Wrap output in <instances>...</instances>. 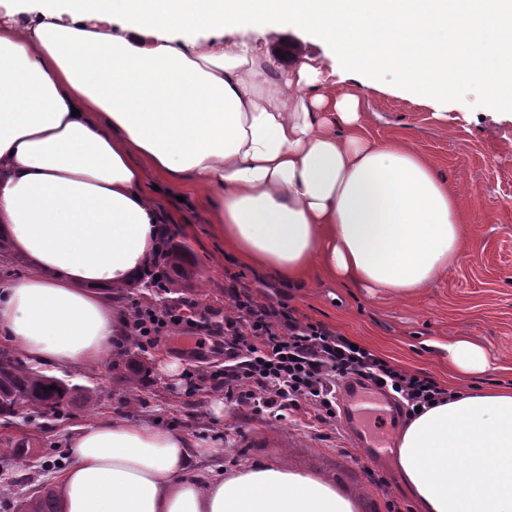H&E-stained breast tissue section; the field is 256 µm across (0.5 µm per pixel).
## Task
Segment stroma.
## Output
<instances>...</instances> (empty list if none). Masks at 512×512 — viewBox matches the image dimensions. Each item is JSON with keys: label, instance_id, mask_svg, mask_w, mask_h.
Here are the masks:
<instances>
[{"label": "stroma", "instance_id": "obj_1", "mask_svg": "<svg viewBox=\"0 0 512 512\" xmlns=\"http://www.w3.org/2000/svg\"><path fill=\"white\" fill-rule=\"evenodd\" d=\"M382 86L369 102L371 136L399 139L426 155L449 189L461 197L467 216L458 265L429 288L403 298L369 296L354 284L315 282L288 285L267 269L244 265L224 251V239L211 224L210 209L196 195L178 201L161 192L160 212L178 242L187 245L188 261L197 277L190 287L204 313L223 312L225 288L236 282L256 301L284 303L301 320L322 323L357 341L375 354L410 372L433 377L443 387H512V108L486 107V90L461 80L451 99L416 101L399 83V72H377ZM465 336L484 347L492 368L468 383L451 379L448 357L437 343ZM129 358L149 367L144 387L131 389L126 366H115L108 351L93 370L45 366L47 374L94 387L95 413L72 402L60 415L33 418L11 429L0 425V437L36 438L24 463L0 462V491L26 492L55 484L72 456L69 442L95 417L130 421L153 418L159 427L199 436L216 451V460L232 471L256 463L276 462L328 480L352 496L357 512H412L395 462L382 463L357 448L343 417L318 423L308 404L273 417L246 404L225 401L223 392L203 385L192 391L188 379L164 377L156 363L179 361L193 367L219 369L224 346L218 338L180 331L157 346L126 347Z\"/></svg>", "mask_w": 512, "mask_h": 512}]
</instances>
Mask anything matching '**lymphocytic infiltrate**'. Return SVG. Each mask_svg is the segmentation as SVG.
<instances>
[{
    "label": "lymphocytic infiltrate",
    "instance_id": "1",
    "mask_svg": "<svg viewBox=\"0 0 512 512\" xmlns=\"http://www.w3.org/2000/svg\"><path fill=\"white\" fill-rule=\"evenodd\" d=\"M226 294L229 312L216 328L205 327L196 309L142 302L124 312L125 327L140 347L176 330L222 338L228 364L209 373L208 381L227 401L251 403L272 415L304 401L320 422L334 419L336 386L352 378L400 395L409 417L451 395L431 377L406 371L367 348H353L351 339L325 325L302 321L287 305L259 303L234 286Z\"/></svg>",
    "mask_w": 512,
    "mask_h": 512
}]
</instances>
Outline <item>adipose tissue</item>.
Segmentation results:
<instances>
[{
    "label": "adipose tissue",
    "instance_id": "1",
    "mask_svg": "<svg viewBox=\"0 0 512 512\" xmlns=\"http://www.w3.org/2000/svg\"><path fill=\"white\" fill-rule=\"evenodd\" d=\"M0 21V231L34 266L0 287V341L34 364L99 365L123 323L107 291L140 279L155 189L201 191L239 262L408 297L452 271L464 212L432 162L367 135L369 73L398 65L427 100L458 78L512 107V0H22ZM299 29L341 68L259 53ZM458 376L487 371L465 336ZM63 512H355L278 463L210 476L181 431L102 417L71 442ZM414 512H512V389L455 394L396 447Z\"/></svg>",
    "mask_w": 512,
    "mask_h": 512
}]
</instances>
